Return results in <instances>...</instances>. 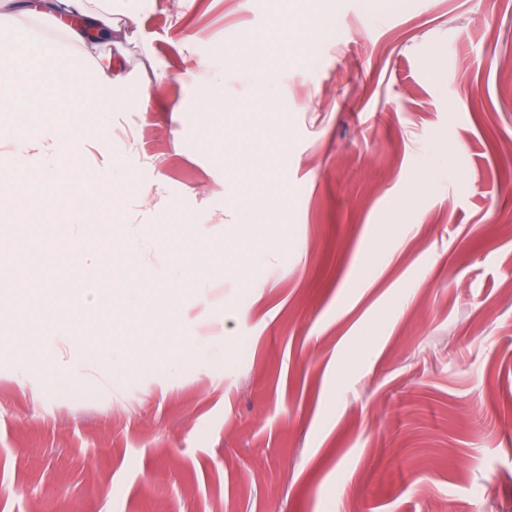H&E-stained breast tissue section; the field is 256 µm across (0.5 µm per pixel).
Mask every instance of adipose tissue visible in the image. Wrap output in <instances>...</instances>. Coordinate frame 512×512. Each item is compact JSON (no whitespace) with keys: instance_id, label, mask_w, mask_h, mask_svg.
<instances>
[{"instance_id":"1","label":"adipose tissue","mask_w":512,"mask_h":512,"mask_svg":"<svg viewBox=\"0 0 512 512\" xmlns=\"http://www.w3.org/2000/svg\"><path fill=\"white\" fill-rule=\"evenodd\" d=\"M153 0H22L20 11L48 20L61 29L67 39L76 45L95 51L94 76L85 82L80 68H72L64 76H57L50 63L59 56L57 46L35 42L28 32L0 21V40L7 50L0 54V112H26L30 104L18 85L24 74L38 75L50 84L52 92L43 96L40 109L55 111L58 94L71 85L87 83V101L100 110L111 109L122 99V61L107 53L106 45L115 43L121 35L118 16H135L150 8ZM177 351L190 357L193 346L188 338L175 336H143L121 357V366L134 373L144 365L148 353Z\"/></svg>"}]
</instances>
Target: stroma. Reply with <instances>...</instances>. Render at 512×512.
Instances as JSON below:
<instances>
[{
	"label": "stroma",
	"mask_w": 512,
	"mask_h": 512,
	"mask_svg": "<svg viewBox=\"0 0 512 512\" xmlns=\"http://www.w3.org/2000/svg\"><path fill=\"white\" fill-rule=\"evenodd\" d=\"M121 26L134 109L26 170L74 205L0 197V512H512V0ZM149 334L193 354L104 363ZM52 342L88 380H17Z\"/></svg>",
	"instance_id": "35a3bbf8"
}]
</instances>
